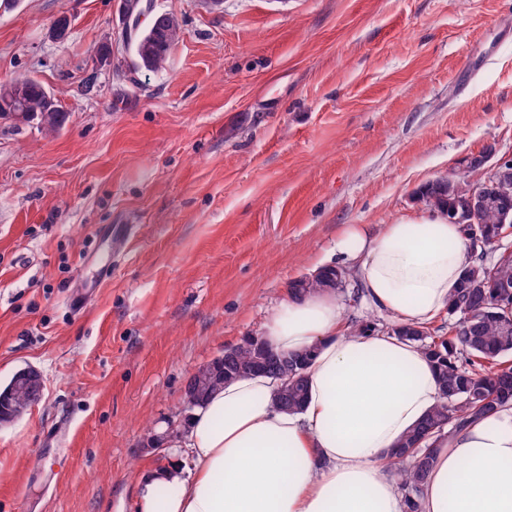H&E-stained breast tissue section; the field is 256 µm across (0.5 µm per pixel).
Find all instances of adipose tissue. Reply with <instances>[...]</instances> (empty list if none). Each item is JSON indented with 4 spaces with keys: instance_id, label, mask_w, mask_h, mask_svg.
<instances>
[{
    "instance_id": "ef3b65f1",
    "label": "adipose tissue",
    "mask_w": 512,
    "mask_h": 512,
    "mask_svg": "<svg viewBox=\"0 0 512 512\" xmlns=\"http://www.w3.org/2000/svg\"><path fill=\"white\" fill-rule=\"evenodd\" d=\"M340 259L356 262L360 293L398 322L424 325L448 309L471 256L460 225L433 215L346 228ZM330 291L289 296L265 326L278 353L315 349L300 411L276 405L278 383L237 378L194 408L177 463L151 470L139 512H405L386 454L439 402L420 348L385 332L354 333ZM421 512H512V405L444 437Z\"/></svg>"
}]
</instances>
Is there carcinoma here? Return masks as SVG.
I'll list each match as a JSON object with an SVG mask.
<instances>
[{
  "mask_svg": "<svg viewBox=\"0 0 512 512\" xmlns=\"http://www.w3.org/2000/svg\"><path fill=\"white\" fill-rule=\"evenodd\" d=\"M144 4L145 0H129L130 21L125 39L135 70L156 72L163 68L177 45L181 22L175 14L158 12L153 5L145 10ZM10 85L18 88V93H0V119L47 132L55 131L68 120V113L59 106L55 95L36 77L17 76L10 80ZM456 182L460 186L456 195H448L444 181L437 178L420 190L421 196L431 209L445 216L462 208L475 186L465 175L457 177ZM478 219L491 238L489 247L499 246L493 237L512 226V193L496 208L480 212ZM468 270L471 279L485 284V288L472 292L453 288L448 299V317L455 322L448 324V336H434L427 326L399 324L393 329L395 335L418 345L434 367L441 391L448 392L387 454V464L405 492L407 512H419L418 498L439 437L512 402V331L504 333L505 324L512 321V301L501 297L503 279H508L512 287V252L505 248L489 260L477 258ZM331 273L332 268L326 266L314 279L298 278L291 283L290 292H334ZM460 350L468 354L463 363L458 359ZM312 357L313 352L308 349L290 356L269 347L261 351L256 343L246 339L228 350V362L217 367L218 377L209 391L254 373L262 358V373L281 381L277 405L288 412L298 411L306 401L307 368Z\"/></svg>",
  "mask_w": 512,
  "mask_h": 512,
  "instance_id": "obj_1",
  "label": "carcinoma"
}]
</instances>
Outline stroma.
I'll list each match as a JSON object with an SVG mask.
<instances>
[{"label":"stroma","mask_w":512,"mask_h":512,"mask_svg":"<svg viewBox=\"0 0 512 512\" xmlns=\"http://www.w3.org/2000/svg\"><path fill=\"white\" fill-rule=\"evenodd\" d=\"M155 4L180 42L117 77L91 59L118 0L0 2V81L33 75L69 114L52 133L0 119V386L45 382L0 426V512H136L145 473L191 466L152 441L185 418L187 377L336 265L347 225L429 214L418 189L486 144L512 159V0ZM108 224L129 225L126 255ZM93 251L112 270L76 314ZM336 298L343 324L395 325L358 274ZM10 381L12 383V386L18 387L19 389L37 390L42 399L44 392V380L41 373L34 367L27 366L22 369H19L13 374L12 380L10 379ZM10 381L3 387V389L1 388L2 394L9 387Z\"/></svg>","instance_id":"stroma-1"}]
</instances>
